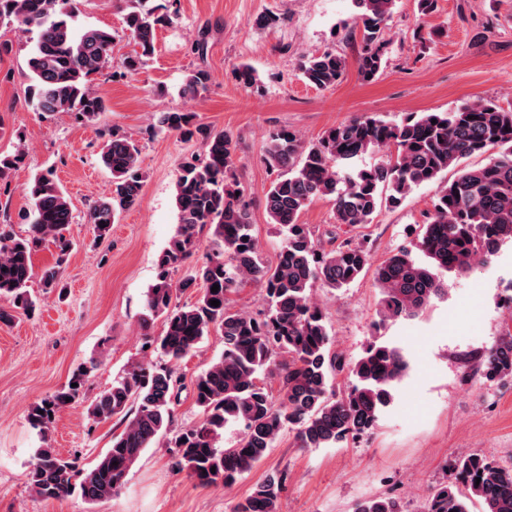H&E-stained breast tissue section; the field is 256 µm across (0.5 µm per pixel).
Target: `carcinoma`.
Here are the masks:
<instances>
[{"instance_id":"carcinoma-1","label":"carcinoma","mask_w":512,"mask_h":512,"mask_svg":"<svg viewBox=\"0 0 512 512\" xmlns=\"http://www.w3.org/2000/svg\"><path fill=\"white\" fill-rule=\"evenodd\" d=\"M352 2L353 22L362 34L357 74L370 82L386 64L383 29L396 0ZM83 5L84 0H0L1 26L23 36L37 32L26 66L28 104L40 116L73 112L92 120L106 108L104 94L92 82L112 66L114 36L105 28L75 31L72 22ZM123 11L125 33L139 47L123 67L135 75L154 54L157 31L172 24L175 13L155 0H124ZM345 70V57L334 51L309 56L299 65L306 83L320 90L336 85ZM209 83L208 70L197 66L186 75L181 94L195 99ZM159 125L185 141L200 136L204 142L203 154L180 166L174 192L176 231L159 256L157 281L144 300L145 345L167 364L158 368L133 362L93 400L94 421L120 417L126 425L86 470L77 459L57 452L51 430L59 412L84 399L97 360L77 367L67 383L29 407L27 419L39 430L43 446L36 449L26 480L44 500L75 493L91 505L111 499L145 451L168 434L181 387L175 366L213 332L223 337L224 351L193 383L202 418L167 440L177 472L203 485L230 486L261 463L287 430L295 432L300 448H329L373 429L380 412L393 403L408 363L400 348L372 343L351 367L356 384L339 395L333 389L345 362L332 350L326 315L312 301V292L318 284L332 290L349 286L369 269L371 256L350 241L328 252L319 248L310 226L300 221L315 199H332L336 222L356 228L372 223L382 206H399L414 189L436 186L433 213L418 241L427 263L401 250L374 269L380 327L413 318L448 294L441 273H464L512 240V108L492 100L465 102L448 112L411 113L398 123L354 117L308 143L286 129L272 136L265 161L277 176L263 202L270 223L284 236L273 266L258 257L252 215L240 194L242 162L233 136L177 109L162 113ZM378 153L379 162L353 168L354 160ZM485 154L484 165L462 167L452 180L445 179L448 168L461 159ZM100 158L112 175V187L109 196L89 207L87 221L95 238L103 240L117 214L138 203L143 173L140 149L125 135H110ZM23 160L20 151L0 155V186L9 187ZM22 192L31 204L26 234L0 230L1 324L11 322L16 309L35 310L36 299L27 289L33 252L45 243L58 250L55 263L42 271L43 286L51 290L59 285L71 248L65 232L73 223L72 207L54 171L35 173ZM207 227L215 249L202 263L186 265L201 247L200 233ZM180 270L183 275L173 280ZM251 283L262 285L268 298L265 311L255 315L232 306V295ZM215 285L219 290L213 292ZM192 288L198 291L193 303L174 302ZM212 300L219 306H212ZM157 318L163 328L155 336L150 323ZM277 352L285 359L274 375L280 388L276 402L262 375ZM477 372L490 380L512 381L511 332L483 354ZM231 425L242 427V434L233 447L222 448L218 439ZM456 470L457 482L436 488L425 512H469L471 498L483 503L484 512H512L511 471L479 454L460 459ZM284 482L282 472L266 475L233 512H278ZM353 512L404 510L399 499L378 496L357 503Z\"/></svg>"}]
</instances>
